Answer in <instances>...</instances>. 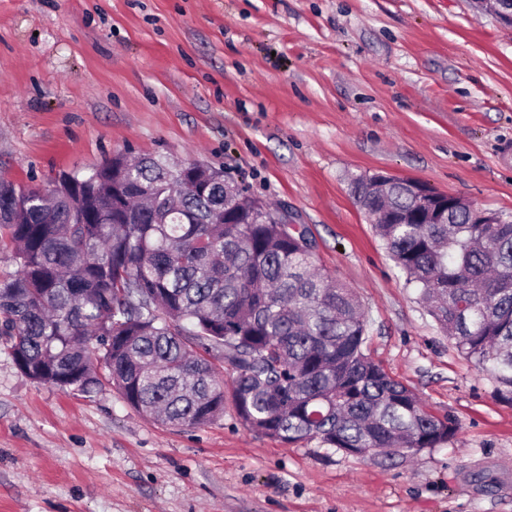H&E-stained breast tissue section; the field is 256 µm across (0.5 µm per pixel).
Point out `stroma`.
Listing matches in <instances>:
<instances>
[{
	"label": "stroma",
	"mask_w": 512,
	"mask_h": 512,
	"mask_svg": "<svg viewBox=\"0 0 512 512\" xmlns=\"http://www.w3.org/2000/svg\"><path fill=\"white\" fill-rule=\"evenodd\" d=\"M223 169L308 227L366 352L459 425L417 454L176 428L0 345V512H512V401L428 314L353 197L384 172L512 213V25L488 0H0V183L116 153Z\"/></svg>",
	"instance_id": "1"
}]
</instances>
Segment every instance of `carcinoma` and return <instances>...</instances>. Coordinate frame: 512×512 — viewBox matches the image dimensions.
Masks as SVG:
<instances>
[{"label": "carcinoma", "instance_id": "carcinoma-1", "mask_svg": "<svg viewBox=\"0 0 512 512\" xmlns=\"http://www.w3.org/2000/svg\"><path fill=\"white\" fill-rule=\"evenodd\" d=\"M354 197L455 348L512 401V222L462 203L420 208L408 181L353 179ZM264 204L197 162L118 153L43 188L0 184V341L26 377L83 394L115 387L174 427L224 414V375L247 429L317 438L367 456L452 442L364 350L350 288L313 262L306 227L257 219Z\"/></svg>", "mask_w": 512, "mask_h": 512}]
</instances>
